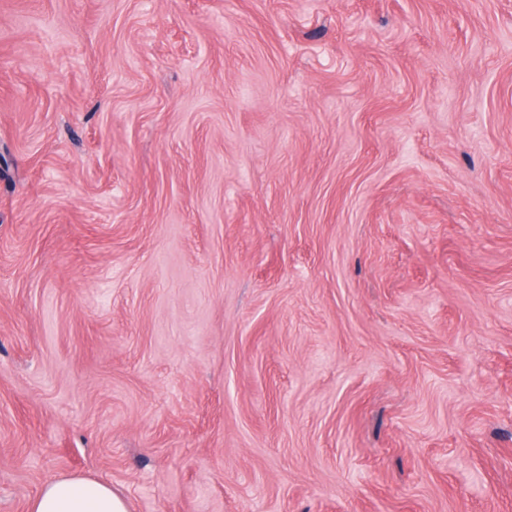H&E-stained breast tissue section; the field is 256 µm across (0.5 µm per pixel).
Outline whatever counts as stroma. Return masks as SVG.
Instances as JSON below:
<instances>
[{
    "label": "stroma",
    "instance_id": "35a3bbf8",
    "mask_svg": "<svg viewBox=\"0 0 512 512\" xmlns=\"http://www.w3.org/2000/svg\"><path fill=\"white\" fill-rule=\"evenodd\" d=\"M512 512V0H0V512ZM30 512H129L125 497L106 483L70 476L44 485Z\"/></svg>",
    "mask_w": 512,
    "mask_h": 512
}]
</instances>
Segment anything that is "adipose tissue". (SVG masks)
Returning <instances> with one entry per match:
<instances>
[{"label":"adipose tissue","mask_w":512,"mask_h":512,"mask_svg":"<svg viewBox=\"0 0 512 512\" xmlns=\"http://www.w3.org/2000/svg\"><path fill=\"white\" fill-rule=\"evenodd\" d=\"M30 512H129L125 497L106 483L70 476L44 485Z\"/></svg>","instance_id":"1"}]
</instances>
